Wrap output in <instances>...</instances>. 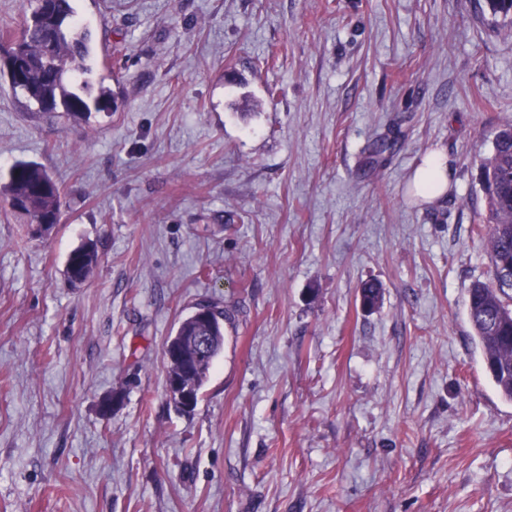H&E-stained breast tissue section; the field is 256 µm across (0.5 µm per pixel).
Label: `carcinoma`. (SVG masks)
<instances>
[{
  "mask_svg": "<svg viewBox=\"0 0 512 512\" xmlns=\"http://www.w3.org/2000/svg\"><path fill=\"white\" fill-rule=\"evenodd\" d=\"M31 13L16 29L7 28L0 39L8 43L0 54V64L9 75L20 74L12 82L15 89L46 111L61 106L76 119L92 111L117 109L115 95L104 88L92 94L88 75L92 73L93 47L90 33L78 27L72 0H33ZM485 212L478 216L477 232H486L492 280L475 281L468 289V315L483 354V361L499 394L512 401V123L499 126L493 137L491 156L481 167ZM15 216L24 224L56 225L62 212V193L56 180L40 166L18 163L10 171L7 186ZM98 265L93 244L74 249L68 257L69 281H85ZM381 287L366 283L360 299L367 310L374 309ZM226 310L212 306L208 328L213 336L211 353L193 364L186 382L199 398L210 369L224 347Z\"/></svg>",
  "mask_w": 512,
  "mask_h": 512,
  "instance_id": "obj_1",
  "label": "carcinoma"
}]
</instances>
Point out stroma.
<instances>
[{
  "label": "stroma",
  "mask_w": 512,
  "mask_h": 512,
  "mask_svg": "<svg viewBox=\"0 0 512 512\" xmlns=\"http://www.w3.org/2000/svg\"><path fill=\"white\" fill-rule=\"evenodd\" d=\"M73 5L116 111L44 112L0 73V187L32 162L64 195L41 237L0 194V512H512V402L467 319L512 21L486 0ZM432 152L451 175L427 203ZM206 301L231 320L182 414L164 346ZM450 174L448 156L432 153L416 169L412 180L413 188L417 194L434 201L445 194ZM72 264L77 265L76 274L80 278V283H83L89 278L98 265V252L94 244H85L74 249L68 257L66 264V274L68 280L76 285L74 281V274Z\"/></svg>",
  "instance_id": "1"
}]
</instances>
